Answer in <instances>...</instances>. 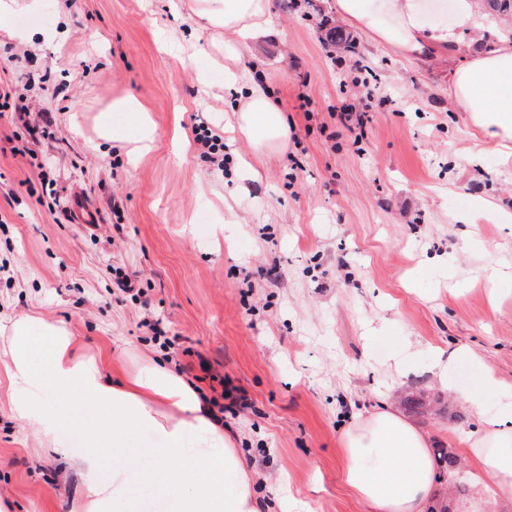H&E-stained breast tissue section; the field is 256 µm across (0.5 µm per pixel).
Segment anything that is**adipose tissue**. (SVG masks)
I'll return each mask as SVG.
<instances>
[{
    "instance_id": "adipose-tissue-1",
    "label": "adipose tissue",
    "mask_w": 512,
    "mask_h": 512,
    "mask_svg": "<svg viewBox=\"0 0 512 512\" xmlns=\"http://www.w3.org/2000/svg\"><path fill=\"white\" fill-rule=\"evenodd\" d=\"M334 8L403 55L447 46L458 32L480 30L483 19L476 0H454L448 25L429 24L419 0H334ZM198 14L223 30L228 60L274 32L268 0H201ZM224 78L246 91L237 106L239 129L256 151L287 140V117L264 83L231 67ZM448 98L488 141L512 142L511 23L496 49L472 52L453 72ZM129 359L117 348L89 354L65 325L33 312L0 326L12 417L33 436L38 454L67 449L69 467L84 479L69 512H142L144 489L163 512H261L252 467L199 391L163 361ZM455 396L481 417L463 455L495 499L512 503V389L487 370ZM343 458L342 481L371 512H423L436 493L427 435L393 411L356 422Z\"/></svg>"
}]
</instances>
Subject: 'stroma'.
Instances as JSON below:
<instances>
[{"instance_id":"35a3bbf8","label":"stroma","mask_w":512,"mask_h":512,"mask_svg":"<svg viewBox=\"0 0 512 512\" xmlns=\"http://www.w3.org/2000/svg\"><path fill=\"white\" fill-rule=\"evenodd\" d=\"M28 4L12 0L0 17V89L58 122L36 139L0 115V315L36 311L88 352L109 342L151 358L165 352L141 321L160 318L185 378L244 396L224 426L262 496L287 473L307 512H369L340 479L342 436L382 407L432 446L463 448L479 417L452 388L486 367L512 386V156L448 103L471 34L399 57L333 0H270L277 37L236 66L267 83L295 139L259 154L236 133L235 93L213 62L224 34L194 0ZM50 27L63 35L42 37ZM333 27L373 68L374 99L342 89L354 60L327 41ZM24 69L50 79L26 86ZM129 96L155 129L144 153L103 136L104 116L127 121L112 104ZM345 103L371 116L363 140L331 117ZM201 121L223 135L227 169L201 157ZM114 267L139 273L146 304L113 295ZM437 355L451 361L449 384L431 373ZM412 394L427 413L405 407ZM81 484L62 456L35 454L0 371V498L13 512H68Z\"/></svg>"}]
</instances>
